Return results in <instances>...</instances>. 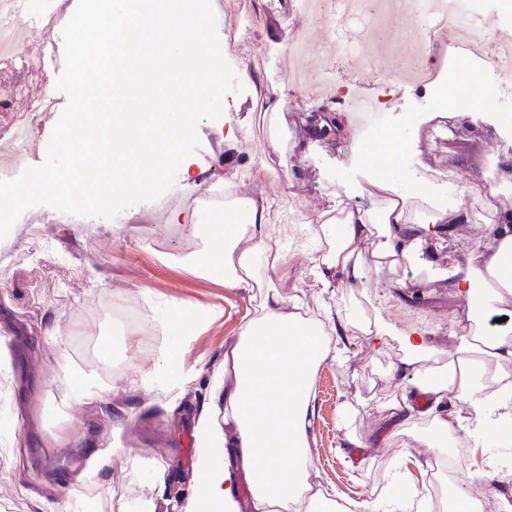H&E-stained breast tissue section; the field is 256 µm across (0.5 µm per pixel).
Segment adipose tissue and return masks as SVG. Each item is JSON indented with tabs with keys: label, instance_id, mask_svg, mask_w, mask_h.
Here are the masks:
<instances>
[{
	"label": "adipose tissue",
	"instance_id": "1",
	"mask_svg": "<svg viewBox=\"0 0 512 512\" xmlns=\"http://www.w3.org/2000/svg\"><path fill=\"white\" fill-rule=\"evenodd\" d=\"M393 148L361 154L366 180L388 193L382 210L345 206L339 219H326L323 229L329 251L326 268L339 271L347 283L384 267L416 264L414 239L435 237L447 225L470 220L462 198L473 193V183L456 185V195L443 199L440 191L418 176H409L405 189L391 191L378 181L381 169L390 167ZM422 205L420 219H411L415 205ZM269 203L241 192L222 219L196 225L205 247L196 260L208 277L221 278L225 287L251 290L259 258L280 257L281 248L265 231ZM250 245H243V238ZM375 239L372 269L362 264L360 244ZM480 266L448 267V281L465 296L468 333L447 366H430L434 353L425 331L415 326L397 329L383 317L367 322L364 332L373 342L398 336L404 355L388 376L403 384L400 399L387 404L391 422L385 428L396 456L407 454L411 442L445 448L448 439L480 419L497 403H507L500 415L501 433L512 440V325L485 330L488 313L512 314V210L499 211L486 225ZM278 289L266 288L256 317L224 349V386L215 402L222 413L221 431L200 425L196 439V482L186 512H277L278 505L292 512H337L332 494L312 480L313 464L307 452L314 415L310 382L326 361L343 363L345 350L338 332L343 316L322 311L311 318L298 311L283 312ZM196 306L172 307V345L164 360L173 367V385L185 377L177 372L181 349L187 342ZM425 420L417 428L414 417ZM251 485L249 501H242L239 477ZM355 512H435L431 500L412 487L395 482L385 496L355 502Z\"/></svg>",
	"mask_w": 512,
	"mask_h": 512
}]
</instances>
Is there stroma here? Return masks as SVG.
<instances>
[{
    "label": "stroma",
    "instance_id": "stroma-1",
    "mask_svg": "<svg viewBox=\"0 0 512 512\" xmlns=\"http://www.w3.org/2000/svg\"><path fill=\"white\" fill-rule=\"evenodd\" d=\"M77 3L63 0L62 18L47 34L55 53L51 65L36 58L25 38L11 53L15 71L0 75V100L12 104L0 112V143L17 121L29 117L34 123L36 155L10 158L17 170L44 163L64 110L56 88L64 70L62 30ZM223 3L224 30L238 36L232 55L245 58L263 85L284 90L281 110L267 111L250 90L229 92L222 116L197 128L193 188L176 182L160 199L112 220L75 216L66 223L58 210L39 206L0 240V252L13 253L0 263V512H48L80 492L97 512L119 503L129 512H185L195 477L196 428L202 420L213 427L221 421L213 400L224 382V344L261 304L259 291L225 287L194 267L203 241L185 218L192 214L209 223L196 203L218 196L232 201L225 182L270 201L266 231L284 250L255 276L273 282L284 299L316 301L352 319L378 314L400 329L420 327L441 364L459 345L468 302L440 270L447 259L463 262L479 254L494 207L512 209V193L492 205L465 196L471 223L459 225L455 237L419 245L432 269L404 264L356 285L320 288L314 270L328 248L322 215L335 211L340 199L380 207V197L356 191L361 175L352 152L381 147L392 133L379 123L353 141L332 130L310 139L311 128L343 111L344 98L338 89L325 97L306 92V84L352 68L355 53L342 52L328 23L305 27V0ZM379 76L397 91V121L417 115L414 143L405 152L428 178L449 182L467 170L480 181L495 154H512V136L477 100L455 103L453 118L435 117L428 89L406 83L395 69ZM230 128L236 141L224 139ZM179 304L219 315L197 324L179 355L188 382L171 388L162 374L169 348L165 308ZM350 334L346 363L323 364L312 384L310 456L317 479L348 499L376 496L392 481L426 491L437 450L415 442L398 458L377 438L378 406L403 392L388 378L403 347L395 336L376 344L358 328ZM80 372L93 375L97 397L71 389L67 374ZM348 432L367 444L361 461L347 457Z\"/></svg>",
    "mask_w": 512,
    "mask_h": 512
}]
</instances>
